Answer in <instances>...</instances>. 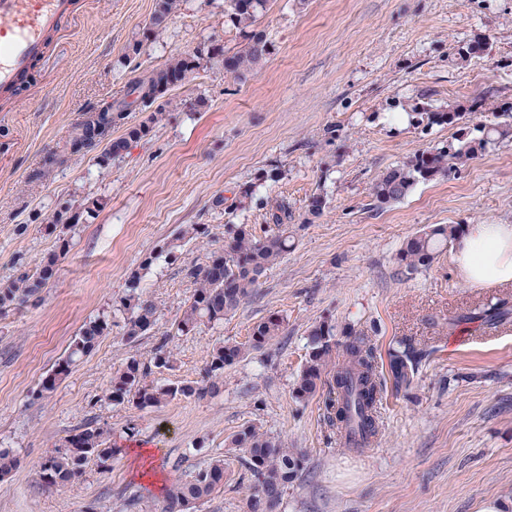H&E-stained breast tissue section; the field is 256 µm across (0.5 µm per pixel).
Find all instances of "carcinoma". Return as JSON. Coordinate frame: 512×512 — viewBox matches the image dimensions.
<instances>
[{
    "label": "carcinoma",
    "instance_id": "cac0c4a2",
    "mask_svg": "<svg viewBox=\"0 0 512 512\" xmlns=\"http://www.w3.org/2000/svg\"><path fill=\"white\" fill-rule=\"evenodd\" d=\"M271 0H228L227 17L236 29L245 32V44L236 52L227 54L216 46L198 47L188 57H177L161 67L146 71L132 80L130 94L134 103L149 108L175 87L189 80L202 62L223 58L224 71L235 79H247L269 55V42L263 32L254 29L260 15L269 8ZM179 0H155L149 30L157 33L168 17L178 8ZM470 112L493 111L502 117L489 125L476 128L479 135L466 133L454 140L428 149L419 150L406 160L385 169L371 186V196L377 206L404 199L419 183L430 182L459 170L469 160L484 153L503 140L512 139V103L493 108L486 107L481 97L472 99ZM127 104L112 106V112H88L79 123L70 141L73 153L102 152L98 162L107 163L125 156L131 143L147 137L156 113L144 121H129ZM428 126L452 125L463 117L462 108L444 110L422 108L417 113ZM122 130L114 137L112 132ZM71 206L66 205L52 216V227L58 231L57 251L49 254L34 271H24L16 277L0 282V311L24 303L39 293L56 274L60 256L70 247L68 231L72 217ZM293 214L285 200L273 201L266 213L265 224H231L227 227L224 246L210 252L203 265H193L189 276L195 289L192 297L176 318L178 333L188 335L203 326H215L224 317L234 313L249 298L263 273L278 263L292 245L294 229L290 227ZM464 233L462 224H437L410 237L398 253V261L410 270L430 266L438 257L440 248L457 241ZM209 228L191 224L181 228L159 252L149 255L141 270L131 273L126 293L116 305V311L125 315L126 340L135 342L148 334L158 319L157 304L144 296L141 289V271L149 269L162 255H172L185 243L209 237ZM479 321L495 328L512 320V305L505 298L487 302L473 312L448 319V329L462 322ZM283 329V318L273 313L251 328L248 343L223 341L209 352L205 376L200 382L167 383L158 375L173 368V354L159 346L151 356L128 357L112 375V385L106 399L114 405L132 404L143 410L160 407L176 399L205 398L219 394L224 386V368L244 357L248 350H259L278 336ZM111 330L109 316L102 315L85 323L71 341L66 356L47 376L40 395L53 393L69 376L74 367L95 349L99 340ZM344 360L331 378L324 379L326 367L332 361L336 348V324L325 318L310 327L308 359L299 372L293 397L306 402L322 394L327 419L336 428L346 446L356 448L378 432L376 408L380 401V384L374 348L363 336L345 332ZM419 352L405 339L397 341L390 352L389 367L395 388L409 387L417 371ZM228 447L242 454V461L256 477L248 486L247 502L267 497L265 512H277L288 489L304 469L305 455L290 448L280 437L270 435L254 425H247L227 440ZM121 449L112 446V434L102 427H86L63 439L61 446L48 455L41 465V479L47 486H65L73 483L84 465L94 459L101 467L116 457ZM18 465L14 454L0 449V480L12 474ZM226 468L224 460L217 459L198 469L190 478L172 481L165 491L161 512H190L194 505L210 498L224 487Z\"/></svg>",
    "mask_w": 512,
    "mask_h": 512
}]
</instances>
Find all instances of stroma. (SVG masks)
I'll return each instance as SVG.
<instances>
[{
  "label": "stroma",
  "instance_id": "35a3bbf8",
  "mask_svg": "<svg viewBox=\"0 0 512 512\" xmlns=\"http://www.w3.org/2000/svg\"><path fill=\"white\" fill-rule=\"evenodd\" d=\"M224 8L181 0L150 35L154 0H79L76 34L52 35L20 92L0 96V280L55 251L47 226L57 209L96 204L70 229L46 288L0 312V448L18 460L0 480V512H160L164 482L216 457L231 476L193 512H244L250 475L225 441L249 424L305 455L279 512H481L489 502L512 512V322L448 327L490 298L512 300V288L469 284L449 247L414 271L397 259L434 224H512V141L402 201L378 207L370 195L385 168L456 135L452 125H416L415 105L443 109L479 95L512 103V0H273L257 22L271 53L247 80L212 60L168 93L150 135L123 159L103 166L65 153L84 114L126 100L147 69L203 43L241 45ZM137 39L141 51L130 54ZM476 40L483 52L460 59ZM199 97L208 102L201 112ZM272 169L283 178L260 181ZM317 193L326 207L315 218L307 204ZM277 199L295 216L293 247L223 323L176 334L195 288L188 267L222 247L226 225L264 223ZM189 224L208 226V240L159 256ZM153 253L141 284L158 321L129 343L112 307ZM274 312L281 334L226 367L219 395L144 410L107 400L129 356L167 345L174 367L165 378L196 382L214 344L247 342ZM101 314L113 317L110 333L40 396L80 327ZM326 316L369 336L386 381L378 442L365 451L339 444L321 397L292 395L308 331ZM402 338L430 351L406 391L387 381L388 349ZM90 421L111 429L121 454L105 469L86 464L73 487L46 486L45 456Z\"/></svg>",
  "mask_w": 512,
  "mask_h": 512
}]
</instances>
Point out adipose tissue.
<instances>
[{
	"mask_svg": "<svg viewBox=\"0 0 512 512\" xmlns=\"http://www.w3.org/2000/svg\"><path fill=\"white\" fill-rule=\"evenodd\" d=\"M455 261L472 284L512 283V224H472L456 242Z\"/></svg>",
	"mask_w": 512,
	"mask_h": 512,
	"instance_id": "obj_1",
	"label": "adipose tissue"
}]
</instances>
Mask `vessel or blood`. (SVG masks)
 Returning a JSON list of instances; mask_svg holds the SVG:
<instances>
[{"label":"vessel or blood","instance_id":"obj_1","mask_svg":"<svg viewBox=\"0 0 512 512\" xmlns=\"http://www.w3.org/2000/svg\"><path fill=\"white\" fill-rule=\"evenodd\" d=\"M74 17L72 0H0V89L43 57L48 35Z\"/></svg>","mask_w":512,"mask_h":512}]
</instances>
